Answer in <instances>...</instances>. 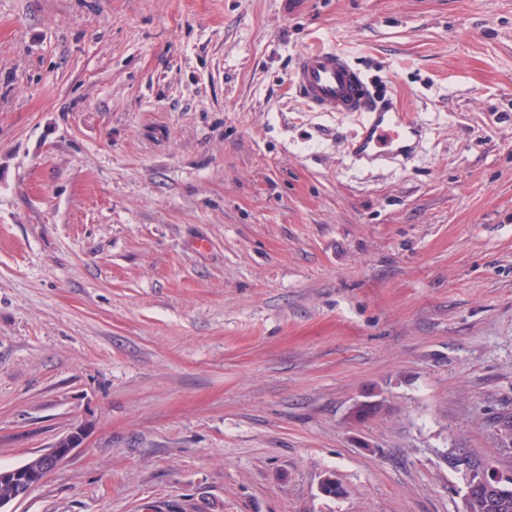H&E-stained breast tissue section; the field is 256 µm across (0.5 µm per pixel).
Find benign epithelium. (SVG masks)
<instances>
[{
    "instance_id": "7a95c632",
    "label": "benign epithelium",
    "mask_w": 512,
    "mask_h": 512,
    "mask_svg": "<svg viewBox=\"0 0 512 512\" xmlns=\"http://www.w3.org/2000/svg\"><path fill=\"white\" fill-rule=\"evenodd\" d=\"M80 441L81 433L75 431L60 439L50 450L32 455L23 464L0 469V486L6 485L11 488L9 495L0 497V512L42 484L69 458ZM507 493H512V488L504 485L503 478L497 474L481 477L472 483L468 482L462 497V512H472L474 508L480 506L487 508L492 500Z\"/></svg>"
}]
</instances>
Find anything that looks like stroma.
I'll use <instances>...</instances> for the list:
<instances>
[{
  "label": "stroma",
  "mask_w": 512,
  "mask_h": 512,
  "mask_svg": "<svg viewBox=\"0 0 512 512\" xmlns=\"http://www.w3.org/2000/svg\"><path fill=\"white\" fill-rule=\"evenodd\" d=\"M507 417L512 0H0V468L82 434L12 512H460ZM302 101L316 112H360L359 131L350 144L358 161H399L412 155L419 127L408 112L393 108L382 88L344 52L315 46L303 51L290 76Z\"/></svg>",
  "instance_id": "obj_1"
}]
</instances>
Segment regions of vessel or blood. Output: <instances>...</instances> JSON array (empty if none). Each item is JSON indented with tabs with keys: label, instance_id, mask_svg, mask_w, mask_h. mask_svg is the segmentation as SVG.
I'll list each match as a JSON object with an SVG mask.
<instances>
[{
	"label": "vessel or blood",
	"instance_id": "vessel-or-blood-1",
	"mask_svg": "<svg viewBox=\"0 0 512 512\" xmlns=\"http://www.w3.org/2000/svg\"><path fill=\"white\" fill-rule=\"evenodd\" d=\"M290 80L297 95L314 111L361 113L359 131L350 144L357 160L395 162L414 153L420 137L417 122L394 109L387 89L344 52L323 46L306 49Z\"/></svg>",
	"mask_w": 512,
	"mask_h": 512
}]
</instances>
